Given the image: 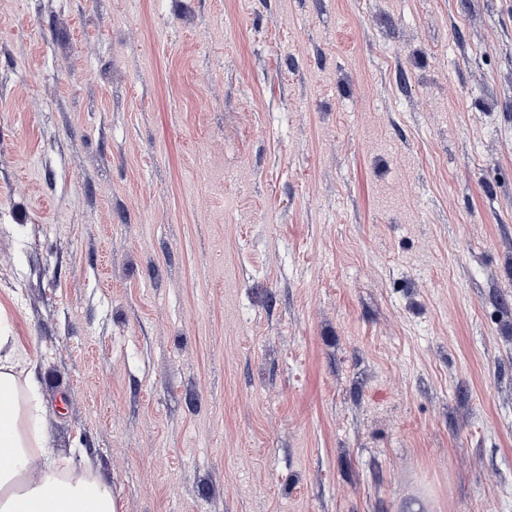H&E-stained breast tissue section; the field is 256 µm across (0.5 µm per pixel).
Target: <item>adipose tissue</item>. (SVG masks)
Listing matches in <instances>:
<instances>
[{
    "instance_id": "ef3b65f1",
    "label": "adipose tissue",
    "mask_w": 512,
    "mask_h": 512,
    "mask_svg": "<svg viewBox=\"0 0 512 512\" xmlns=\"http://www.w3.org/2000/svg\"><path fill=\"white\" fill-rule=\"evenodd\" d=\"M34 361L0 306V512H117L111 488L62 470L38 429Z\"/></svg>"
}]
</instances>
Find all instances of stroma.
<instances>
[{
	"label": "stroma",
	"mask_w": 512,
	"mask_h": 512,
	"mask_svg": "<svg viewBox=\"0 0 512 512\" xmlns=\"http://www.w3.org/2000/svg\"><path fill=\"white\" fill-rule=\"evenodd\" d=\"M0 305L118 512H512V0H0Z\"/></svg>",
	"instance_id": "35a3bbf8"
}]
</instances>
